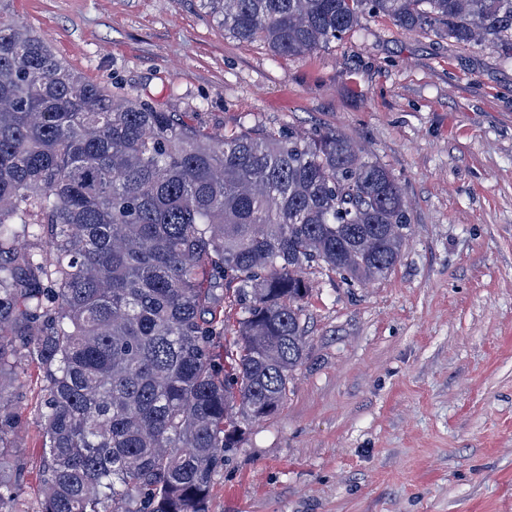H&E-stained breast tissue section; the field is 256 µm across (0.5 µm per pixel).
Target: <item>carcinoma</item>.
I'll return each mask as SVG.
<instances>
[{
	"label": "carcinoma",
	"mask_w": 512,
	"mask_h": 512,
	"mask_svg": "<svg viewBox=\"0 0 512 512\" xmlns=\"http://www.w3.org/2000/svg\"><path fill=\"white\" fill-rule=\"evenodd\" d=\"M200 2L280 55L372 13L512 59V0ZM411 231L402 186L347 137L206 131L88 82L1 18L0 457L34 362L40 512H208L217 473L307 356L309 275L383 279ZM229 334L227 369L212 347ZM18 490L0 467V512H19Z\"/></svg>",
	"instance_id": "obj_1"
}]
</instances>
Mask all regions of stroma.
Here are the masks:
<instances>
[{"mask_svg":"<svg viewBox=\"0 0 512 512\" xmlns=\"http://www.w3.org/2000/svg\"><path fill=\"white\" fill-rule=\"evenodd\" d=\"M73 70L230 133L334 130L402 186L395 270L313 276L308 357L216 477L209 512H512V61L368 15L306 56L225 35L199 0H7ZM44 385L9 451L37 507Z\"/></svg>","mask_w":512,"mask_h":512,"instance_id":"stroma-1","label":"stroma"}]
</instances>
